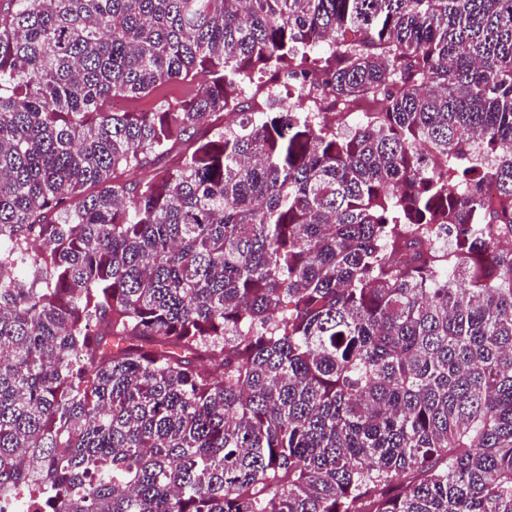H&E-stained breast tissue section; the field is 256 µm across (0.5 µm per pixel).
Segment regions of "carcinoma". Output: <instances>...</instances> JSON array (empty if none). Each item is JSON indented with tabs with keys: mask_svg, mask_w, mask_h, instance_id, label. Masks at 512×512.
I'll return each instance as SVG.
<instances>
[{
	"mask_svg": "<svg viewBox=\"0 0 512 512\" xmlns=\"http://www.w3.org/2000/svg\"><path fill=\"white\" fill-rule=\"evenodd\" d=\"M507 236L512 0H10L0 501L512 512Z\"/></svg>",
	"mask_w": 512,
	"mask_h": 512,
	"instance_id": "1",
	"label": "carcinoma"
}]
</instances>
